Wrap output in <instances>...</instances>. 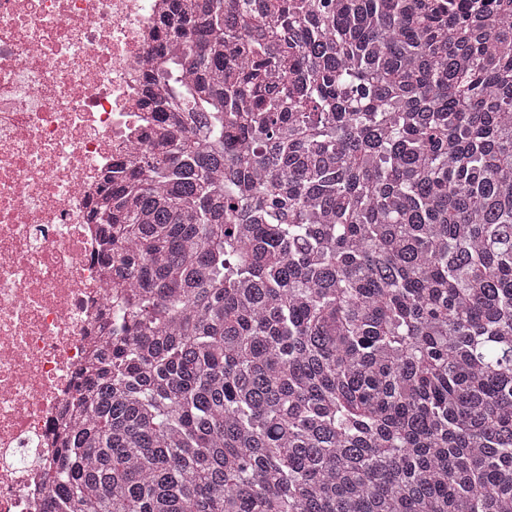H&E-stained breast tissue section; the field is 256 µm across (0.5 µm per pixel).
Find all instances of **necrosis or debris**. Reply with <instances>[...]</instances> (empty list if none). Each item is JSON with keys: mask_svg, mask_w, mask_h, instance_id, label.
I'll list each match as a JSON object with an SVG mask.
<instances>
[{"mask_svg": "<svg viewBox=\"0 0 512 512\" xmlns=\"http://www.w3.org/2000/svg\"><path fill=\"white\" fill-rule=\"evenodd\" d=\"M162 0H0V512H50L75 374L121 300L87 215L140 140Z\"/></svg>", "mask_w": 512, "mask_h": 512, "instance_id": "obj_1", "label": "necrosis or debris"}]
</instances>
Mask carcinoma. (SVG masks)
I'll return each mask as SVG.
<instances>
[{"mask_svg": "<svg viewBox=\"0 0 512 512\" xmlns=\"http://www.w3.org/2000/svg\"><path fill=\"white\" fill-rule=\"evenodd\" d=\"M462 2L171 0L56 512H512V0Z\"/></svg>", "mask_w": 512, "mask_h": 512, "instance_id": "carcinoma-1", "label": "carcinoma"}]
</instances>
